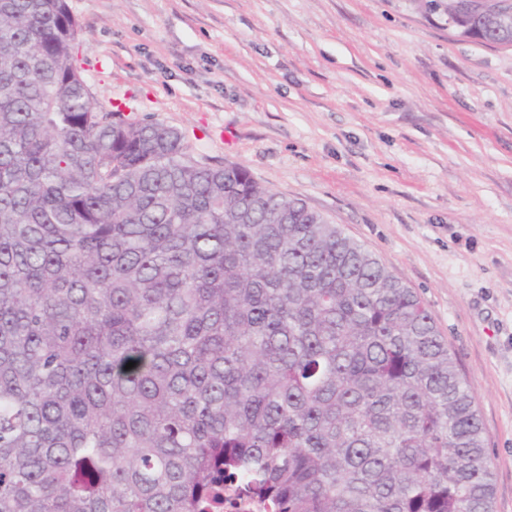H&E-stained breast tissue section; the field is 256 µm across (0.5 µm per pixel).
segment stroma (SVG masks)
<instances>
[{
  "instance_id": "obj_1",
  "label": "stroma",
  "mask_w": 512,
  "mask_h": 512,
  "mask_svg": "<svg viewBox=\"0 0 512 512\" xmlns=\"http://www.w3.org/2000/svg\"><path fill=\"white\" fill-rule=\"evenodd\" d=\"M98 105L302 199L413 288L512 512V47L422 0H68Z\"/></svg>"
}]
</instances>
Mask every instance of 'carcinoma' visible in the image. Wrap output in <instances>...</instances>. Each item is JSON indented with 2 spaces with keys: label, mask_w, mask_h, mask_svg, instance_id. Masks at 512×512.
Listing matches in <instances>:
<instances>
[{
  "label": "carcinoma",
  "mask_w": 512,
  "mask_h": 512,
  "mask_svg": "<svg viewBox=\"0 0 512 512\" xmlns=\"http://www.w3.org/2000/svg\"><path fill=\"white\" fill-rule=\"evenodd\" d=\"M442 0L458 36L512 41ZM0 0V512H495L425 303L321 213L94 102ZM135 366L125 369L128 362Z\"/></svg>",
  "instance_id": "carcinoma-1"
}]
</instances>
